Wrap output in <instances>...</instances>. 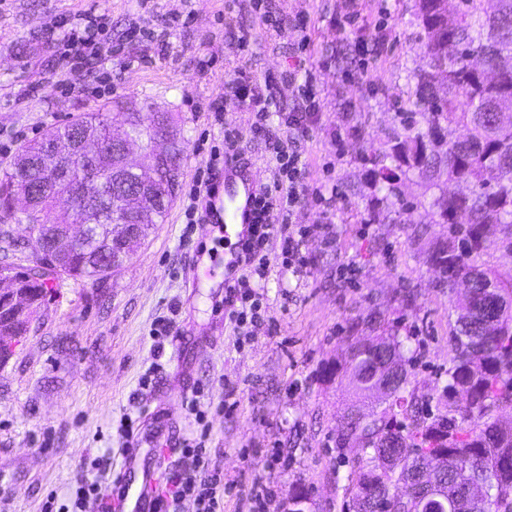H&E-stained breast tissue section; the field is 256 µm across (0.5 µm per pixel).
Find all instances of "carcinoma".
Instances as JSON below:
<instances>
[{"label": "carcinoma", "instance_id": "obj_1", "mask_svg": "<svg viewBox=\"0 0 512 512\" xmlns=\"http://www.w3.org/2000/svg\"><path fill=\"white\" fill-rule=\"evenodd\" d=\"M487 3L457 0L444 27H434L418 16L431 70L416 75V106L428 129L395 137L393 150L426 177L444 175L448 181L469 186L463 196L434 200L432 207L450 231L430 261L442 273L440 287L451 290L461 277L469 278L470 287L466 299L455 302V356L443 388L448 397L444 406L433 411L406 393L404 369L387 383L391 400L382 410L362 421L349 412L338 426L339 447L357 442L366 453L354 471L357 512H369L374 505L381 507L380 512H512V423L504 424L494 415L496 410L512 408V284L494 280L476 265L477 258L492 247L512 253V124L498 123V112H512V0H498L495 14ZM119 106L111 101L53 127L41 139L22 145L0 171V219L11 215L12 197L25 190L34 192L43 208L58 199L62 203L52 224L26 218L31 229L28 245L39 263L21 271L0 266V271L14 273L31 300L27 315L16 324L11 326L7 316H0L1 337L10 335L12 327L23 335L28 332L33 315L45 302L47 281L66 275L95 283L125 265L123 261L112 265L124 234L118 228L125 223L120 201L147 174L132 173L126 181L112 184L94 211L69 201V185L46 184L39 166H20L22 156L40 162L46 144L68 138L74 128L102 140L111 138L106 113ZM159 121L177 126L172 113L153 104L125 113L128 134L147 156L154 152L153 131ZM443 122L466 128L468 136L433 144L430 137ZM186 151L187 141L178 131L169 156L178 172ZM151 189L155 218L138 225L144 239L173 202L165 176H155ZM74 223L87 225L86 244L61 255L53 252L58 232ZM491 224L501 227L495 240L485 235ZM381 342L379 349L358 341L350 347V370L363 395L383 383L374 372L382 355L403 357L399 337L383 336ZM412 475L418 477L419 486L433 479L447 485V498L438 503L399 502L397 484ZM479 486L494 494L488 511L474 494Z\"/></svg>", "mask_w": 512, "mask_h": 512}]
</instances>
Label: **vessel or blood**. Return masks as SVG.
<instances>
[{
  "instance_id": "vessel-or-blood-1",
  "label": "vessel or blood",
  "mask_w": 512,
  "mask_h": 512,
  "mask_svg": "<svg viewBox=\"0 0 512 512\" xmlns=\"http://www.w3.org/2000/svg\"><path fill=\"white\" fill-rule=\"evenodd\" d=\"M266 184L257 167L232 155L224 158V199L219 206H205L206 221L224 223L236 241L230 245L224 261V284L232 286L244 266V243L251 237L255 222V204ZM127 496L122 500L124 512H156L164 487L152 469L147 451L127 449L118 475Z\"/></svg>"
}]
</instances>
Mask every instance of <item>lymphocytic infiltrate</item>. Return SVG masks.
<instances>
[{"instance_id":"obj_1","label":"lymphocytic infiltrate","mask_w":512,"mask_h":512,"mask_svg":"<svg viewBox=\"0 0 512 512\" xmlns=\"http://www.w3.org/2000/svg\"><path fill=\"white\" fill-rule=\"evenodd\" d=\"M112 27L109 13L92 16L84 28H70L60 39L62 60L78 62L80 70H88L105 59L108 49L104 39ZM231 95L227 104H213L214 114H222L225 105L248 104L256 120L255 137L268 141L276 160V177L272 186L257 202L258 218L253 234L246 243V269L228 289L225 301L231 304L229 314L235 327L255 324L262 319V304L251 285L252 278H265L270 267L271 253H278L281 264L300 273L306 271L310 260L302 246L308 227L297 224L298 209L309 191L308 161L302 142L311 126L317 123L322 107L319 91L312 77L293 87L297 108L282 117L287 136L273 133L269 119L275 105L273 98L264 96L253 73L244 68L234 69L228 76ZM206 436L183 440L178 449L181 464L166 471V493L159 500L158 512H180L184 503H191L194 512H223L224 473L212 462Z\"/></svg>"}]
</instances>
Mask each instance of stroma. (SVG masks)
<instances>
[{"instance_id": "35a3bbf8", "label": "stroma", "mask_w": 512, "mask_h": 512, "mask_svg": "<svg viewBox=\"0 0 512 512\" xmlns=\"http://www.w3.org/2000/svg\"><path fill=\"white\" fill-rule=\"evenodd\" d=\"M266 2L278 29L247 6L226 12V0H0V163L52 126L111 100L165 106L189 141L164 223L112 277L51 280L45 310L0 366V512H44L48 497L66 499L82 480L110 493L127 444L117 433L121 415L149 409L135 424L139 448L195 437L182 403L199 388L212 399L232 389L238 402L232 413L213 416L208 440L224 471V512H254L262 488L269 491L264 512H280L297 490L308 495L309 512H350L362 452L338 447L336 430L356 400L347 350L362 338L404 337L411 389L418 400L442 405L456 314L429 261L448 236L431 204L460 187L420 176L391 141L410 125L415 75L430 68L417 0H362L361 22L343 31L336 18L346 0ZM91 11L112 16L110 53L76 79L54 51L58 33L49 23ZM298 17L311 38L304 51ZM377 22L388 34L382 43ZM234 27L250 31L248 57L231 46ZM362 39L369 48L363 74ZM242 66L270 80L287 111L296 105L287 77L316 78L323 107L304 143L312 192L301 203V224L321 218L314 189L337 192L333 243L316 232L306 237L302 251L312 264L304 273L272 262L259 290L266 320L246 332L226 317L220 231L185 218L189 191L223 125L239 130L242 156L264 180L275 172L271 150L252 133L249 107L220 123L206 110L228 94L226 74ZM33 84L40 92L32 99ZM339 130L351 133L340 151L332 143ZM383 167L393 186L378 180ZM407 292L413 305L402 300ZM172 309L175 328L159 354L151 325ZM335 365L337 376H326ZM148 372L153 383L140 388Z\"/></svg>"}]
</instances>
